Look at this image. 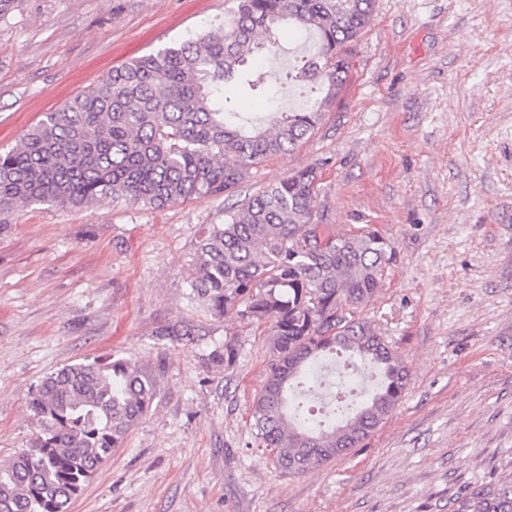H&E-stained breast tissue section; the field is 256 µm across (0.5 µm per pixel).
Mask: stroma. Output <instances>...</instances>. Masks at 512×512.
I'll return each mask as SVG.
<instances>
[{
	"instance_id": "35a3bbf8",
	"label": "stroma",
	"mask_w": 512,
	"mask_h": 512,
	"mask_svg": "<svg viewBox=\"0 0 512 512\" xmlns=\"http://www.w3.org/2000/svg\"><path fill=\"white\" fill-rule=\"evenodd\" d=\"M236 0H13L0 13V151L132 58L210 30ZM340 104L235 193L0 213V460L37 431L63 366L119 354L157 395L70 512H448L512 480V0H375ZM314 220L396 252L364 317L408 367L392 415L304 473L255 446L268 336L212 314L193 253L234 201L299 169ZM233 340L232 366L210 360Z\"/></svg>"
}]
</instances>
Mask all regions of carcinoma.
Masks as SVG:
<instances>
[{
  "instance_id": "cac0c4a2",
  "label": "carcinoma",
  "mask_w": 512,
  "mask_h": 512,
  "mask_svg": "<svg viewBox=\"0 0 512 512\" xmlns=\"http://www.w3.org/2000/svg\"><path fill=\"white\" fill-rule=\"evenodd\" d=\"M375 0H237L231 22L112 69L0 153V211L34 204L117 201L153 208L223 194L249 168L296 148L340 98L349 45ZM288 25L316 38L288 84L319 90L312 109L280 111L271 127L235 111L224 94L241 83L265 92L261 61ZM317 168L267 186L212 224L195 248L193 291L213 312L269 325L265 384L250 420L256 447L300 474L348 455L392 415L408 383L401 356L362 316L383 286L394 248L363 227L339 234L314 222ZM347 357L377 384L339 402V424L309 405L314 372ZM156 396L155 379L113 356L66 365L32 399L39 431L0 463V512H68ZM448 512H512V481L448 498Z\"/></svg>"
}]
</instances>
